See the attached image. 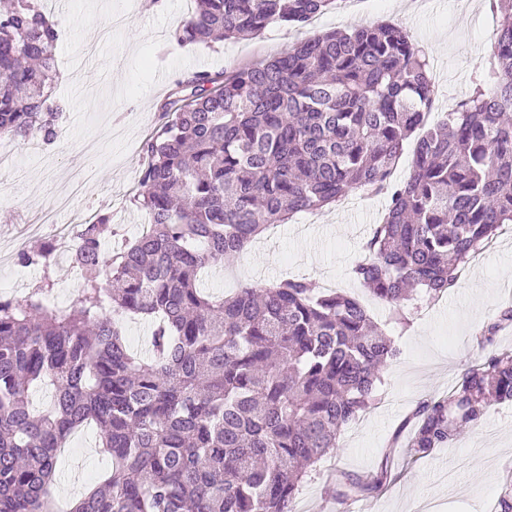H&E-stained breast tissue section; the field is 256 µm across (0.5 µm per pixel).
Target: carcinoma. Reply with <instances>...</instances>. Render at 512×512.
Segmentation results:
<instances>
[{
  "label": "carcinoma",
  "mask_w": 512,
  "mask_h": 512,
  "mask_svg": "<svg viewBox=\"0 0 512 512\" xmlns=\"http://www.w3.org/2000/svg\"><path fill=\"white\" fill-rule=\"evenodd\" d=\"M331 4L196 0L174 41L305 26ZM493 9L488 66L435 124L429 58L391 23L174 81L142 147L134 202L150 215L146 229L108 258L112 212L79 226L70 261L84 288L67 309L47 310L43 286L22 303L0 296V512H58L57 450L90 424L109 467L69 512H296L307 469L375 401L398 348L342 290L288 277L215 296L203 274L240 258L268 225L361 190L389 204L352 268L360 285L397 315L410 293L432 300L455 286L512 224V0ZM57 41L33 0L0 11V135L55 140L58 108L47 101ZM55 251L40 241L17 263L46 271ZM123 316L150 321L145 353L128 345ZM511 322L507 308L478 345ZM41 384L53 396L37 410L31 393ZM495 402H512V351L486 354L448 393L419 403L409 453L454 446ZM381 482L352 477L347 491L369 494Z\"/></svg>",
  "instance_id": "cac0c4a2"
}]
</instances>
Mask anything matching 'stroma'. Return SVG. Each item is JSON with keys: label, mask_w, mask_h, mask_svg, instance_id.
Instances as JSON below:
<instances>
[{"label": "stroma", "mask_w": 512, "mask_h": 512, "mask_svg": "<svg viewBox=\"0 0 512 512\" xmlns=\"http://www.w3.org/2000/svg\"><path fill=\"white\" fill-rule=\"evenodd\" d=\"M145 2L65 0L60 8L55 0H41L59 32L60 75L52 98L63 118L53 143H12L21 162L0 170V283H7L6 294L15 300H26L44 277L38 267L24 278L14 276L17 252L32 242L23 219L35 221L51 210L60 225L73 227L107 208L113 225L129 238L148 224V214L134 202L141 149L176 75L230 72L328 31L389 22L425 48L441 92L433 107L440 120L469 92L493 50L495 19L486 0H341L303 27L273 22L246 39L186 47L171 36L194 12V0H162L154 11ZM387 204L385 196L355 191L313 221L296 214L257 240L234 268L219 269L208 286L229 293L243 284L262 288L300 275L318 283L332 279L340 289L360 293L350 269ZM366 305L400 354L382 375L380 402L343 432L336 453L308 472L297 498L299 512H342L350 501L337 499V479L383 467L388 481L361 498L370 512H496L503 481L512 474L511 403L492 405L453 447L423 458L407 455L394 437L419 402L447 393L480 361L484 352L475 336L502 308L512 307V224L439 302L422 296L403 302L405 323L391 322L381 302L370 298ZM95 442L92 430L74 435L59 453V480L76 474L80 491L89 489L104 466Z\"/></svg>", "instance_id": "1"}]
</instances>
